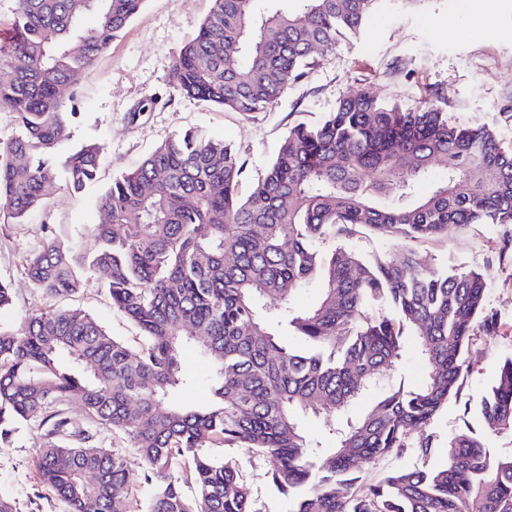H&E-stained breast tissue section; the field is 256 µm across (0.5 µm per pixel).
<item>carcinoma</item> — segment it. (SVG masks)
Instances as JSON below:
<instances>
[{
    "label": "carcinoma",
    "mask_w": 512,
    "mask_h": 512,
    "mask_svg": "<svg viewBox=\"0 0 512 512\" xmlns=\"http://www.w3.org/2000/svg\"><path fill=\"white\" fill-rule=\"evenodd\" d=\"M145 2L17 0L18 39L0 49V110L17 127L0 140V217L20 224L55 190L77 194L96 179L105 147L70 144L77 112L59 88ZM256 2L213 0L172 57L174 91L250 117L306 76L314 51L359 35L385 0ZM244 172L232 145L187 130L113 178L93 254L52 241L27 259L49 300L76 293L80 269L107 272L112 306L142 343L52 306L17 332L0 326V440L41 419L38 477L67 512H124L127 460L99 442L102 428L127 435L144 464L147 512H260L237 448L279 461L271 480L292 512H512V452L495 454L470 431L448 438L444 466L375 481L360 468L410 448L429 454L425 428L458 392L465 354L498 333L482 275L426 267L415 244L450 225L512 226V150L430 98L359 91L292 125L245 197ZM367 235L393 253L357 251ZM311 286L314 302L295 307L293 294ZM187 345L213 367L203 405L175 399ZM409 353L421 368L414 385L397 378ZM72 401L85 422L68 416ZM480 405L485 432L512 433V358ZM308 418L323 420L329 444L308 434Z\"/></svg>",
    "instance_id": "cac0c4a2"
}]
</instances>
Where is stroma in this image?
Returning <instances> with one entry per match:
<instances>
[{"mask_svg": "<svg viewBox=\"0 0 512 512\" xmlns=\"http://www.w3.org/2000/svg\"><path fill=\"white\" fill-rule=\"evenodd\" d=\"M465 11L448 0H416L405 5L390 0L366 22L360 37L344 39L275 103L255 117L210 106L176 93L168 82L172 55L195 35L212 0H148L141 13L94 66L79 73L70 90L77 95L79 115L71 127L73 143L97 140L105 159L95 185L79 194L58 190L21 224L0 222V283L13 292L11 307L0 324L21 329L25 318L46 307V299L27 276L26 259L50 240L83 253L94 251V224L102 215L99 197L115 175L139 163L157 146L188 128L231 143L245 159L242 190L264 172L288 128L332 111L340 99L363 89L388 101L404 103L437 93L449 116L463 124L483 123L503 147L512 148V0H468ZM505 227L473 224L449 227L447 237L422 245L420 259L449 272H479L487 287L486 309L499 323L497 336H481L466 355V371L457 395L451 396L426 431L434 447L429 455L407 451L364 465L368 479L403 467L443 466L449 436L481 431L480 398L489 389L499 363L512 357V258L502 251ZM78 293L56 298L65 309L93 315L128 343L138 332L112 308L100 272H81ZM187 382L182 400L206 403L213 370L194 347L182 352ZM105 447L127 453L132 492L125 512H147L152 488L143 480L138 456L123 434L102 430ZM43 442L39 422H30L0 443V496L17 512H66L40 483L37 450ZM243 463L260 512H291L293 501L280 494L269 478L277 462L236 451Z\"/></svg>", "mask_w": 512, "mask_h": 512, "instance_id": "1", "label": "stroma"}]
</instances>
